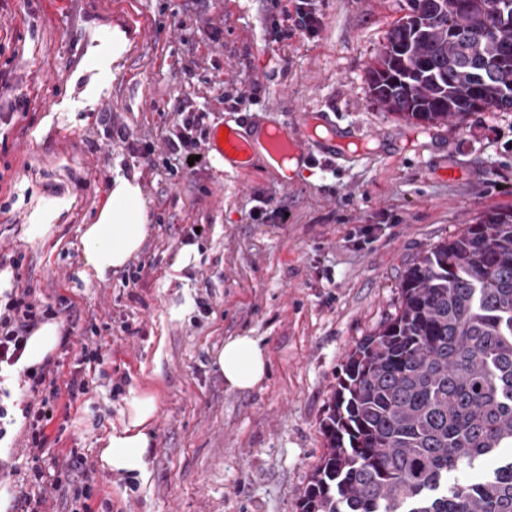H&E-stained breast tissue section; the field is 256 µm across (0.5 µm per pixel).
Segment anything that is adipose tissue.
<instances>
[{
	"instance_id": "obj_1",
	"label": "adipose tissue",
	"mask_w": 512,
	"mask_h": 512,
	"mask_svg": "<svg viewBox=\"0 0 512 512\" xmlns=\"http://www.w3.org/2000/svg\"><path fill=\"white\" fill-rule=\"evenodd\" d=\"M129 46L125 32L108 31L105 43L90 47L89 69L103 77L111 76L113 66ZM147 235L148 216L139 183L133 178L116 176L104 205L93 223L86 225L80 239L85 279L102 280L122 269L141 251ZM214 364L229 388L248 390L264 380L269 359L259 339L240 335L225 340ZM157 412L155 395L146 392L134 395L120 426L104 439L100 452L103 466L148 483L152 474L149 448Z\"/></svg>"
}]
</instances>
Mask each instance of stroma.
I'll list each match as a JSON object with an SVG mask.
<instances>
[{"mask_svg":"<svg viewBox=\"0 0 512 512\" xmlns=\"http://www.w3.org/2000/svg\"><path fill=\"white\" fill-rule=\"evenodd\" d=\"M294 3L0 0V263L20 258L12 276L100 352L87 393L60 396L48 454L29 460L25 426H8L0 512L37 492L52 512H300L347 356L394 315L407 267L484 214L512 211V111L419 126L372 99L368 71L405 0H312L313 35L286 28ZM115 27L131 47L79 106L73 76ZM224 91L245 103H221ZM65 97L75 111H55ZM188 101L213 123L303 133L308 156L286 183L259 159L245 172L212 155L176 170L161 137ZM106 112L153 153L132 157L106 134ZM119 173L141 186L148 236L129 268L88 282L73 244ZM64 196L74 203L53 235L30 238L31 210ZM193 224L196 254L175 269ZM138 265V287L126 286ZM240 335L270 358L248 391L213 365ZM136 391L159 405L145 485L98 453ZM34 466L60 486L32 485Z\"/></svg>","mask_w":512,"mask_h":512,"instance_id":"1","label":"stroma"}]
</instances>
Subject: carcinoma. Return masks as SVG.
Here are the masks:
<instances>
[{
  "mask_svg": "<svg viewBox=\"0 0 512 512\" xmlns=\"http://www.w3.org/2000/svg\"><path fill=\"white\" fill-rule=\"evenodd\" d=\"M369 71L407 121L512 110V0H406ZM301 512H512V212L429 249L393 317L348 354Z\"/></svg>",
  "mask_w": 512,
  "mask_h": 512,
  "instance_id": "cac0c4a2",
  "label": "carcinoma"
}]
</instances>
